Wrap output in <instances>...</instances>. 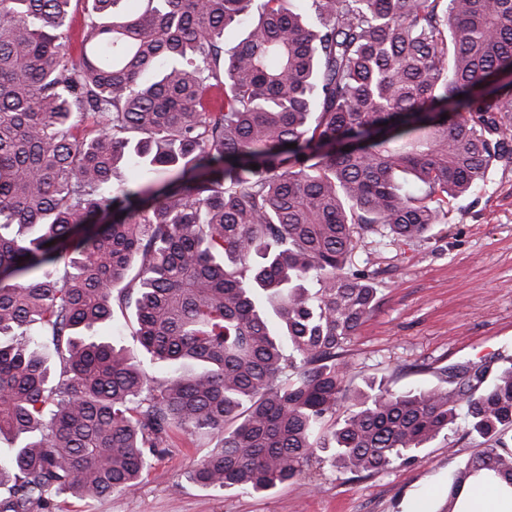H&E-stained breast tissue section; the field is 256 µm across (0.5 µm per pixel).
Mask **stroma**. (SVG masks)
Wrapping results in <instances>:
<instances>
[{
  "instance_id": "1",
  "label": "stroma",
  "mask_w": 512,
  "mask_h": 512,
  "mask_svg": "<svg viewBox=\"0 0 512 512\" xmlns=\"http://www.w3.org/2000/svg\"><path fill=\"white\" fill-rule=\"evenodd\" d=\"M353 262L375 277L380 301L344 347L351 388L381 378L395 390L426 389L438 385L439 366L512 357V165L496 166L473 203L450 204L429 238L369 244ZM478 448L460 428L381 473L357 478L315 459L296 482L245 494L191 481L214 443L179 433L136 490L62 495L51 512H439L453 473Z\"/></svg>"
}]
</instances>
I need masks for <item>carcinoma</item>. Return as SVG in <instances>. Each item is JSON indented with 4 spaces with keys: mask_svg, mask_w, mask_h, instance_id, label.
Instances as JSON below:
<instances>
[{
    "mask_svg": "<svg viewBox=\"0 0 512 512\" xmlns=\"http://www.w3.org/2000/svg\"><path fill=\"white\" fill-rule=\"evenodd\" d=\"M72 2L0 0V512L133 490L176 432L216 436L192 479L251 493L461 415L486 447L443 512L512 494V360L408 391L342 360L378 303L358 246L512 162V0H86L76 56ZM124 311L168 377L99 332ZM84 4H79L72 14L70 29L68 31V40L66 42L69 52L76 56L80 50L81 33L85 21L87 20L86 11L83 8Z\"/></svg>",
    "mask_w": 512,
    "mask_h": 512,
    "instance_id": "carcinoma-1",
    "label": "carcinoma"
}]
</instances>
